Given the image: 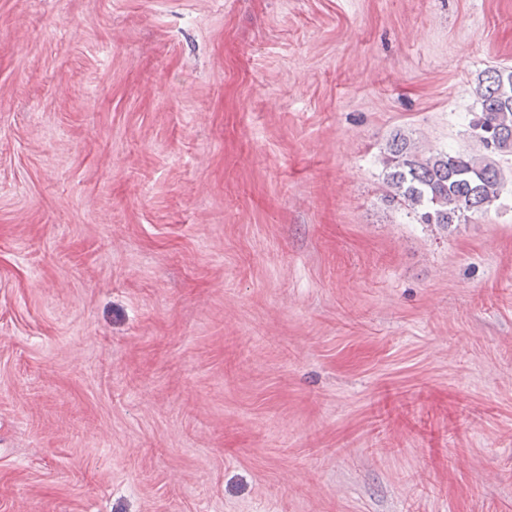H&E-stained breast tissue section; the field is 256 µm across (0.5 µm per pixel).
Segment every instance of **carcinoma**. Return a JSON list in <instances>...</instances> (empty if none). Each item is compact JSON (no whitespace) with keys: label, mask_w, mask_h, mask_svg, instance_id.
<instances>
[{"label":"carcinoma","mask_w":512,"mask_h":512,"mask_svg":"<svg viewBox=\"0 0 512 512\" xmlns=\"http://www.w3.org/2000/svg\"><path fill=\"white\" fill-rule=\"evenodd\" d=\"M481 112L471 129L491 154H512V69L490 68L478 80ZM384 183L390 197L409 208L422 224H465L484 215L500 198L499 168L465 151L425 155L396 135L383 152Z\"/></svg>","instance_id":"carcinoma-1"}]
</instances>
